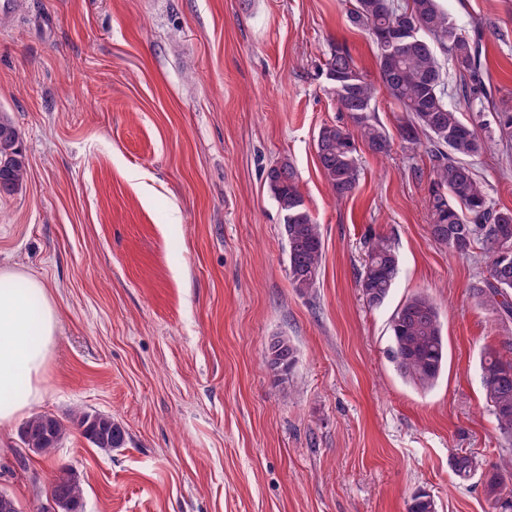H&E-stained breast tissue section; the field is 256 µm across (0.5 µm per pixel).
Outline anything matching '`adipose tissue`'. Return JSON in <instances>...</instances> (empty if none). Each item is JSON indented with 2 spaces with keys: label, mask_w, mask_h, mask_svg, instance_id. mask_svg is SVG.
<instances>
[{
  "label": "adipose tissue",
  "mask_w": 512,
  "mask_h": 512,
  "mask_svg": "<svg viewBox=\"0 0 512 512\" xmlns=\"http://www.w3.org/2000/svg\"><path fill=\"white\" fill-rule=\"evenodd\" d=\"M58 332V314L43 280L0 269V427L41 401Z\"/></svg>",
  "instance_id": "adipose-tissue-1"
}]
</instances>
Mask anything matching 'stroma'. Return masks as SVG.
I'll return each mask as SVG.
<instances>
[{
	"instance_id": "35a3bbf8",
	"label": "stroma",
	"mask_w": 512,
	"mask_h": 512,
	"mask_svg": "<svg viewBox=\"0 0 512 512\" xmlns=\"http://www.w3.org/2000/svg\"><path fill=\"white\" fill-rule=\"evenodd\" d=\"M466 35L483 30L493 105L512 107V0H442ZM376 75L375 47L343 0H17L0 20V110L29 159L0 195V267L40 277L59 314L35 412L112 414L124 448L71 430L51 458L0 427V489L24 512L50 476L76 471L85 512H406L417 489L439 512H489L453 457L512 460L484 400L479 360L511 332L473 294L488 258L429 235L427 179L380 95L388 155L358 151L357 192L332 196L320 127L340 120L318 69L333 45ZM293 163L321 226L320 280L288 281L269 167ZM512 209V142L472 162ZM389 237L400 273L372 309L355 273L366 232ZM424 291L448 341L427 391L387 349L392 313ZM297 350L289 391L265 364Z\"/></svg>"
}]
</instances>
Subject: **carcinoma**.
Instances as JSON below:
<instances>
[{"label":"carcinoma","mask_w":512,"mask_h":512,"mask_svg":"<svg viewBox=\"0 0 512 512\" xmlns=\"http://www.w3.org/2000/svg\"><path fill=\"white\" fill-rule=\"evenodd\" d=\"M346 20L366 32L376 47L379 81L372 80L342 45L332 48L322 68L324 88L333 95L346 121L323 125L316 138L318 165L332 194L352 196L362 177L358 146L377 155L391 150V139L375 116V100L383 89L403 112L399 136L412 156L429 160L428 206L431 238L452 255L466 257L481 247L488 257L487 275L474 287L482 304L502 323L512 320V209L498 208L474 177L471 161L490 150L494 138H512V108L499 107L475 124L459 118L458 106L474 107L487 98L481 71L479 41L462 33L441 0H349ZM451 53L459 82L458 105L448 102V83L434 46ZM27 178L20 132L0 112V194L17 192ZM267 184L282 215L281 234L288 249V280L301 293L319 282L324 243L317 224L298 188L294 165L284 159L267 172ZM367 260L355 278L371 308L389 298L400 269L394 245L385 236L364 240ZM388 355L398 375L421 390L433 388L447 362V348L434 302L424 293L407 298L390 321ZM266 363L277 384L286 387L296 363V349L286 336L268 345ZM480 382L498 431L512 445V356L495 347L484 349ZM73 426L94 447L122 448L127 432L112 415L75 411ZM69 434V426L52 414L36 413L20 427V441L35 455L49 458ZM457 475L483 479L490 512H512V490L498 466L488 468L471 455L455 459ZM58 512H84L85 490L71 471L53 478L48 486ZM406 512H437V501L419 490L407 502Z\"/></svg>","instance_id":"1"}]
</instances>
